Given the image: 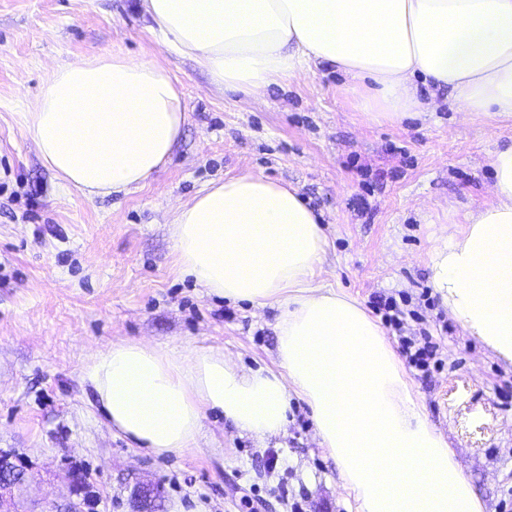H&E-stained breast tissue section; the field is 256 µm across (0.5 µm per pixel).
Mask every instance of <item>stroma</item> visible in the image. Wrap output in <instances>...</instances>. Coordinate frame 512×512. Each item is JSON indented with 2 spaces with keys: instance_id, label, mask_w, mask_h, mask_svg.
I'll use <instances>...</instances> for the list:
<instances>
[{
  "instance_id": "35a3bbf8",
  "label": "stroma",
  "mask_w": 512,
  "mask_h": 512,
  "mask_svg": "<svg viewBox=\"0 0 512 512\" xmlns=\"http://www.w3.org/2000/svg\"><path fill=\"white\" fill-rule=\"evenodd\" d=\"M148 25L139 0H0V449L18 450L30 475L19 512H54L76 469L93 512H134L152 486L159 512H357L299 398L286 435H241L210 411L198 448L155 456L112 430L83 380L120 340L274 367L281 307L232 303L182 276L170 234L178 205L245 171L294 186L314 211L326 285L365 308L396 298L407 317L385 331L393 346L436 344V365L404 367L414 397L482 512H512V362L449 317L429 263L449 225L492 203L489 160L512 144V118L460 120L444 91L434 114L372 124L350 77L326 69L262 96L225 92ZM112 52L167 69L187 122L145 186L89 200L43 163L24 114L54 67Z\"/></svg>"
}]
</instances>
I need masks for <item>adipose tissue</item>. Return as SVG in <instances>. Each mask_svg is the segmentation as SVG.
<instances>
[{"mask_svg": "<svg viewBox=\"0 0 512 512\" xmlns=\"http://www.w3.org/2000/svg\"><path fill=\"white\" fill-rule=\"evenodd\" d=\"M150 32L220 89L264 93L325 66L346 74L375 124L461 110L512 116V0H142ZM186 122L180 89L147 59L98 55L55 67L26 131L45 165L87 199L146 184ZM492 204L430 254L449 315L512 361V146L490 160ZM181 273L233 302H275L277 368L218 349L183 354L119 341L83 378L108 425L157 455L194 448L206 412L241 433H284L292 398L359 512H482L448 441L417 405L383 330L321 284L327 246L296 188L246 172L211 182L170 221Z\"/></svg>", "mask_w": 512, "mask_h": 512, "instance_id": "adipose-tissue-1", "label": "adipose tissue"}]
</instances>
